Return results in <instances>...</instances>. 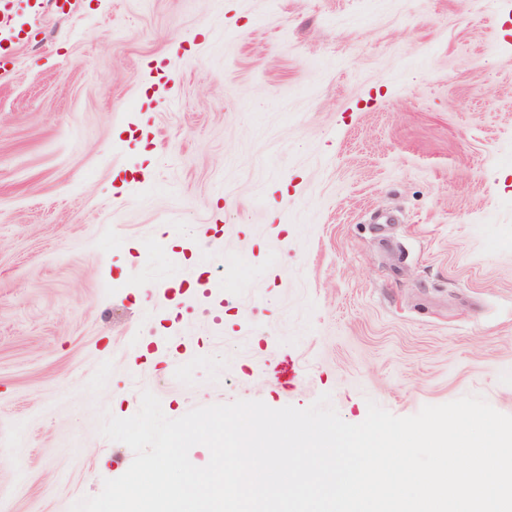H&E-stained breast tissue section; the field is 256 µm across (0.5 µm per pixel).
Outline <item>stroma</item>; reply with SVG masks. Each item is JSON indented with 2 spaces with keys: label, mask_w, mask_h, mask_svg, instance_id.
Segmentation results:
<instances>
[{
  "label": "stroma",
  "mask_w": 512,
  "mask_h": 512,
  "mask_svg": "<svg viewBox=\"0 0 512 512\" xmlns=\"http://www.w3.org/2000/svg\"><path fill=\"white\" fill-rule=\"evenodd\" d=\"M0 79V512L98 432L331 396L512 415V0H74ZM293 359L292 384L275 377Z\"/></svg>",
  "instance_id": "stroma-1"
}]
</instances>
